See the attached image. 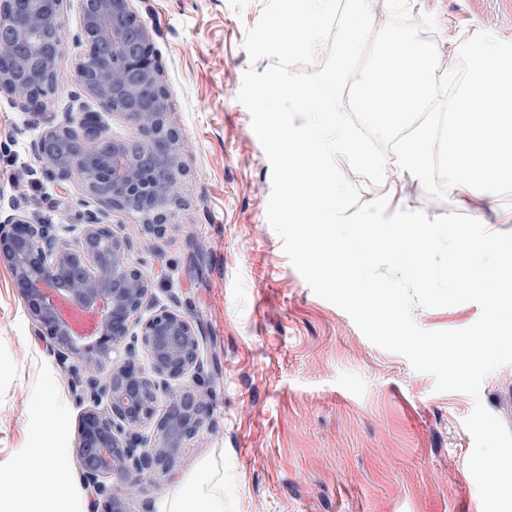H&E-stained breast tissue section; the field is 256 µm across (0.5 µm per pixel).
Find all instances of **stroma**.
<instances>
[{"instance_id":"35a3bbf8","label":"stroma","mask_w":512,"mask_h":512,"mask_svg":"<svg viewBox=\"0 0 512 512\" xmlns=\"http://www.w3.org/2000/svg\"><path fill=\"white\" fill-rule=\"evenodd\" d=\"M267 0H135L154 32L169 124L180 135L181 203L164 237L113 212L109 220L132 244L130 256L152 282L150 307L179 306L202 338L192 381L208 389L210 428L180 454L134 503L136 512H169L179 482L203 463L224 476V512H482L468 477L473 438L464 426L473 398L435 391L434 378L402 355L366 339L353 320L317 297L282 250L267 222L271 166L248 109L239 101L250 62L245 27ZM413 15L434 16L441 69L456 65L461 43L477 32L512 41V0H410ZM79 25L69 0L64 62L45 113L79 118L82 101L72 62ZM43 115L0 93V201L16 203L46 224H80L99 204L78 175L41 174L35 144ZM343 176L362 201L386 198L389 211L434 218L459 212L495 232H512V200L487 207L450 189L431 198L418 179L388 161L372 184L346 158ZM476 304L414 308L430 331L463 329ZM68 360L37 336L8 270L0 266V485L42 449H53L73 475L67 498L45 492L20 502L0 498V512H89L73 448L81 406L70 388ZM51 398L67 412L57 431L40 424L35 402Z\"/></svg>"}]
</instances>
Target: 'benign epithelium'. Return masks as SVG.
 I'll use <instances>...</instances> for the list:
<instances>
[{"mask_svg":"<svg viewBox=\"0 0 512 512\" xmlns=\"http://www.w3.org/2000/svg\"><path fill=\"white\" fill-rule=\"evenodd\" d=\"M67 0H0V88L30 99L55 80L63 59ZM73 62L83 94L135 130L108 135L98 112L81 109V137L64 143L71 122L43 129L35 150L42 171L78 170L105 209L82 224H44L11 203L0 209V265L6 266L29 321L59 355H74L71 389L85 405L74 452L90 512H131L134 497L172 472L180 450L209 429V394L167 389L201 365V336L183 312L148 317V276L130 260L131 244L107 221L110 211L141 219L163 237L180 204L178 132L149 27L133 0H79ZM125 345L120 360L111 358ZM150 363L147 373L139 356Z\"/></svg>","mask_w":512,"mask_h":512,"instance_id":"benign-epithelium-1","label":"benign epithelium"}]
</instances>
